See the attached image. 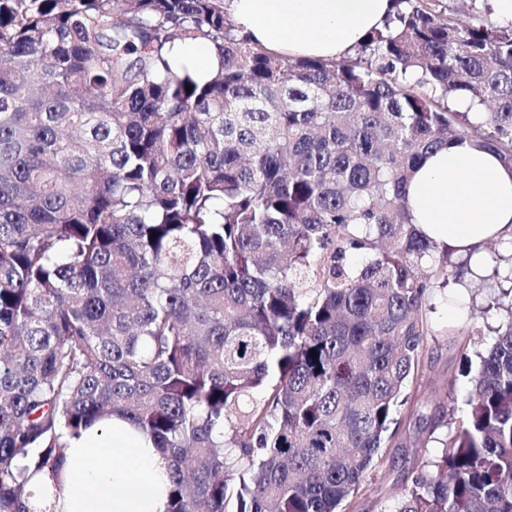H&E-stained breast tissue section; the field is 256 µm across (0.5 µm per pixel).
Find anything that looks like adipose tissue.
I'll use <instances>...</instances> for the list:
<instances>
[{"label": "adipose tissue", "instance_id": "1", "mask_svg": "<svg viewBox=\"0 0 512 512\" xmlns=\"http://www.w3.org/2000/svg\"><path fill=\"white\" fill-rule=\"evenodd\" d=\"M393 0H230L240 35L294 58L339 60L382 27ZM413 224L437 243L471 253L469 278L485 272L482 246L512 233V169L469 144L424 160L408 187ZM73 470L58 512H167V463L152 441L115 416L71 440Z\"/></svg>", "mask_w": 512, "mask_h": 512}]
</instances>
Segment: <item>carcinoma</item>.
Returning a JSON list of instances; mask_svg holds the SVG:
<instances>
[{
  "instance_id": "carcinoma-1",
  "label": "carcinoma",
  "mask_w": 512,
  "mask_h": 512,
  "mask_svg": "<svg viewBox=\"0 0 512 512\" xmlns=\"http://www.w3.org/2000/svg\"><path fill=\"white\" fill-rule=\"evenodd\" d=\"M198 40L205 82L170 63ZM462 141L512 166V25L394 0L338 62L269 54L224 0H0V512L114 415L168 512H339L405 406L442 450L380 512H512L511 288L462 419L410 393L456 263L406 188ZM173 55L201 75L214 72L219 66L213 47L206 41L177 44L173 49Z\"/></svg>"
}]
</instances>
